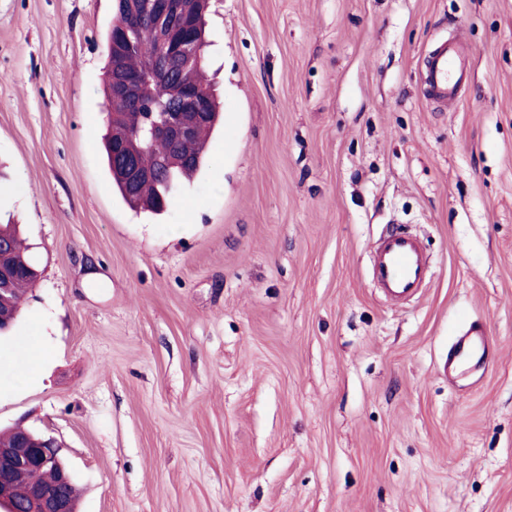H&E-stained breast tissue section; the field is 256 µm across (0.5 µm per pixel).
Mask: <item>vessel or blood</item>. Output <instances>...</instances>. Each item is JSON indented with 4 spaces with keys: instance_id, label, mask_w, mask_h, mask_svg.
<instances>
[{
    "instance_id": "obj_1",
    "label": "vessel or blood",
    "mask_w": 512,
    "mask_h": 512,
    "mask_svg": "<svg viewBox=\"0 0 512 512\" xmlns=\"http://www.w3.org/2000/svg\"><path fill=\"white\" fill-rule=\"evenodd\" d=\"M468 78L465 50L457 38L429 51L422 81L427 97L440 103L459 102ZM424 269V252L417 237L392 230L379 239L372 276L386 297L404 301L416 295L423 284ZM484 336V329L473 325L456 336L439 363L440 372L455 378L477 367L485 354Z\"/></svg>"
}]
</instances>
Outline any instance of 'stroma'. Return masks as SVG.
Here are the masks:
<instances>
[{"label": "stroma", "mask_w": 512, "mask_h": 512, "mask_svg": "<svg viewBox=\"0 0 512 512\" xmlns=\"http://www.w3.org/2000/svg\"><path fill=\"white\" fill-rule=\"evenodd\" d=\"M113 14L0 0V216L40 271L0 430L56 440L78 512H512V0H210L224 125L159 216L101 152ZM392 226L429 259L399 305ZM476 321L484 376H441ZM469 78L463 45L449 38L429 51L423 73L424 93L440 103H458ZM424 269V252L417 237L390 230L377 242L372 276L386 297L404 301L416 295L423 284Z\"/></svg>", "instance_id": "obj_1"}]
</instances>
